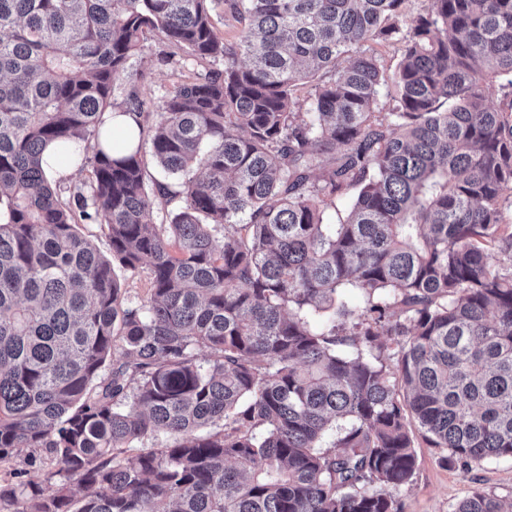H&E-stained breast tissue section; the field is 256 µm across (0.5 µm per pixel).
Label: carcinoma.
<instances>
[{"mask_svg":"<svg viewBox=\"0 0 512 512\" xmlns=\"http://www.w3.org/2000/svg\"><path fill=\"white\" fill-rule=\"evenodd\" d=\"M212 2L0 0V460L66 478L0 484L10 512H404L418 439L512 459V0H240L233 48ZM149 33L224 61L164 96L150 185L99 143ZM396 38L388 74L367 44ZM50 143L87 190L62 198ZM156 196L181 199L161 223ZM114 266L117 279L123 291L132 296L147 297L149 285L145 273H131L117 263ZM29 454H34L37 458L33 467L25 463ZM20 469H29L32 475H37L45 494L53 493L61 483L65 482V478L56 475L55 463L38 448H22L12 457L0 461V482L4 484L21 479L15 477Z\"/></svg>","mask_w":512,"mask_h":512,"instance_id":"1","label":"carcinoma"}]
</instances>
